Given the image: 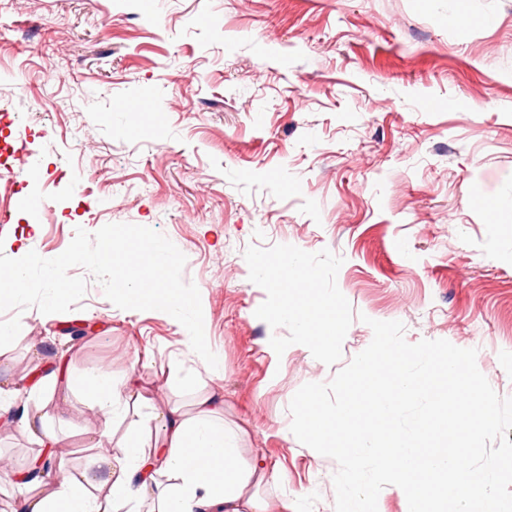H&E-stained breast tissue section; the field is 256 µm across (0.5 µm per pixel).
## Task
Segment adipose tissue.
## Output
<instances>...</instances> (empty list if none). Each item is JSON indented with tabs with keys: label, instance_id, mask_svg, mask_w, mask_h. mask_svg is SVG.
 Here are the masks:
<instances>
[{
	"label": "adipose tissue",
	"instance_id": "obj_1",
	"mask_svg": "<svg viewBox=\"0 0 512 512\" xmlns=\"http://www.w3.org/2000/svg\"><path fill=\"white\" fill-rule=\"evenodd\" d=\"M88 405L97 411L111 437L118 409L140 397L135 376L115 383L104 372L92 370L78 380ZM198 414L189 419L176 408L158 419L144 418L143 432L153 435L151 446L133 439L121 453L98 459V475L71 473L52 492L43 478L26 484L20 512H119L135 501L148 504L149 512H270L260 490L273 474L262 463L244 459L236 448L234 430L226 428L223 402L215 395L199 399ZM169 485H161L160 477ZM108 487L105 496L93 495L97 483Z\"/></svg>",
	"mask_w": 512,
	"mask_h": 512
}]
</instances>
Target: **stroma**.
I'll list each match as a JSON object with an SVG mask.
<instances>
[{
	"label": "stroma",
	"mask_w": 512,
	"mask_h": 512,
	"mask_svg": "<svg viewBox=\"0 0 512 512\" xmlns=\"http://www.w3.org/2000/svg\"><path fill=\"white\" fill-rule=\"evenodd\" d=\"M0 108L16 181L0 251L53 258L79 227L152 228L186 256L221 358L70 268L82 299L26 309L0 349L69 470L215 392L240 454L276 475L262 497L334 512L337 464L297 440L288 406L370 344L371 318L477 349L512 398V0H0ZM291 252L336 323L325 347L288 313L301 275L270 274ZM75 321L94 329L71 337ZM60 365L136 374L142 398L101 445ZM42 449L0 416V459L22 469Z\"/></svg>",
	"instance_id": "obj_1"
}]
</instances>
